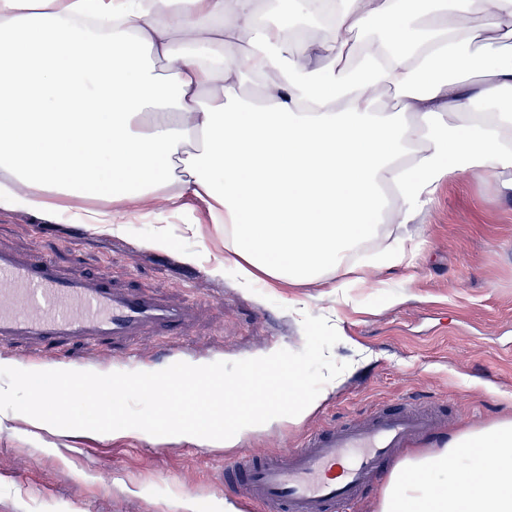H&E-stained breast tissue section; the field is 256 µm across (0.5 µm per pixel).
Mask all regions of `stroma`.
I'll list each match as a JSON object with an SVG mask.
<instances>
[{
  "label": "stroma",
  "instance_id": "obj_1",
  "mask_svg": "<svg viewBox=\"0 0 512 512\" xmlns=\"http://www.w3.org/2000/svg\"><path fill=\"white\" fill-rule=\"evenodd\" d=\"M55 220L23 206L0 209V251L53 257L70 277L106 278L172 306L188 320L177 335L145 329L129 346L76 345L67 358L0 352V366L40 371L154 372L184 362L238 361L262 352L302 350L303 313L339 321L333 358L354 349L366 359L330 389L300 425H274L233 447L223 442L154 437L138 429L111 433L63 430L0 411V512H252L224 489V460L288 453L310 430L359 421L383 405L417 403L441 409L444 431L420 440L433 448L456 433L512 417V194L478 179L444 183L412 230L421 245L410 269L384 271L383 288H356L349 304L316 288L261 280L238 287L234 269L211 268L224 241L210 232L197 201L166 208L171 231L201 226L195 239L164 248L149 241L159 222L127 207L125 230L112 234L76 215L90 208L64 198Z\"/></svg>",
  "mask_w": 512,
  "mask_h": 512
}]
</instances>
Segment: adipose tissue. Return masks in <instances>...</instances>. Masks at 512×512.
Segmentation results:
<instances>
[{
	"instance_id": "obj_1",
	"label": "adipose tissue",
	"mask_w": 512,
	"mask_h": 512,
	"mask_svg": "<svg viewBox=\"0 0 512 512\" xmlns=\"http://www.w3.org/2000/svg\"><path fill=\"white\" fill-rule=\"evenodd\" d=\"M319 2L0 0V207L189 196L215 273L343 303L410 267L444 182L512 192V49L474 45L512 0ZM377 512H512V419L408 449Z\"/></svg>"
}]
</instances>
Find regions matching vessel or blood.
<instances>
[{"instance_id":"1","label":"vessel or blood","mask_w":512,"mask_h":512,"mask_svg":"<svg viewBox=\"0 0 512 512\" xmlns=\"http://www.w3.org/2000/svg\"><path fill=\"white\" fill-rule=\"evenodd\" d=\"M188 317L106 280L69 278L55 262L0 251V346L18 352L123 345L143 329L177 334ZM439 425L430 409L407 405L361 421L331 424L306 435L288 454L235 458L224 470L227 489L257 512H336L357 501L412 440Z\"/></svg>"}]
</instances>
